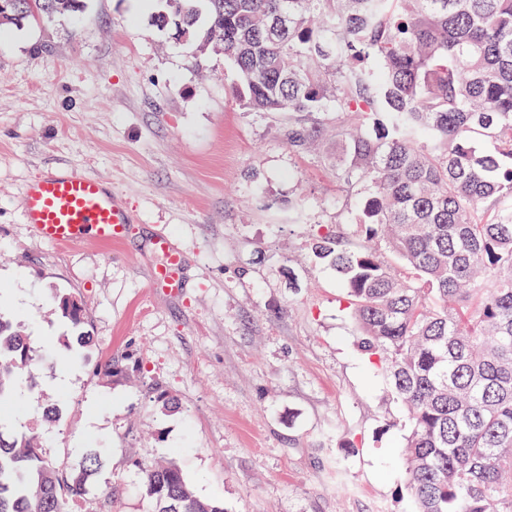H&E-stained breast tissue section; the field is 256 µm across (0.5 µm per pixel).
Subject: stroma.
Masks as SVG:
<instances>
[{
    "mask_svg": "<svg viewBox=\"0 0 512 512\" xmlns=\"http://www.w3.org/2000/svg\"><path fill=\"white\" fill-rule=\"evenodd\" d=\"M145 0H86L76 18L0 35V309L43 347L69 333L58 293L85 310L91 343L18 377L16 428L47 425L67 469L106 454L80 512H154L137 462L168 458L224 512H411L402 410L362 354L346 292L311 247L354 233L360 200L315 150L288 144V115L247 112L224 58L195 61ZM68 166L110 182L136 227L121 245L57 248L19 213L23 185ZM184 250L181 294L153 291L151 241ZM129 355L132 381L98 365ZM74 376L51 384L62 365ZM175 408H163L148 382Z\"/></svg>",
    "mask_w": 512,
    "mask_h": 512,
    "instance_id": "1",
    "label": "stroma"
}]
</instances>
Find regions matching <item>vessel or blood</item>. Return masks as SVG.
<instances>
[{
  "mask_svg": "<svg viewBox=\"0 0 512 512\" xmlns=\"http://www.w3.org/2000/svg\"><path fill=\"white\" fill-rule=\"evenodd\" d=\"M19 209L38 239L59 246L120 243L133 222L107 182L74 170H52L35 178L24 188ZM152 249L160 258L151 272L153 288L181 293L186 265L182 250L163 232L154 237Z\"/></svg>",
  "mask_w": 512,
  "mask_h": 512,
  "instance_id": "obj_1",
  "label": "vessel or blood"
}]
</instances>
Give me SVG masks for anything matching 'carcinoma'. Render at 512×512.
<instances>
[{"mask_svg": "<svg viewBox=\"0 0 512 512\" xmlns=\"http://www.w3.org/2000/svg\"><path fill=\"white\" fill-rule=\"evenodd\" d=\"M151 20L193 58L224 56L247 112L336 114V177L367 187L364 244L325 234L312 257L339 274L405 413L413 512H512V0H155ZM0 29L85 11V0H0ZM493 144L486 150L479 140ZM402 263L398 273L393 261ZM72 328L80 301L57 295ZM42 358L0 313V512H68L92 494L96 452L67 471L33 427L11 432L16 377ZM130 377L127 356L99 366ZM157 512H224L173 462L138 463Z\"/></svg>", "mask_w": 512, "mask_h": 512, "instance_id": "carcinoma-1", "label": "carcinoma"}]
</instances>
